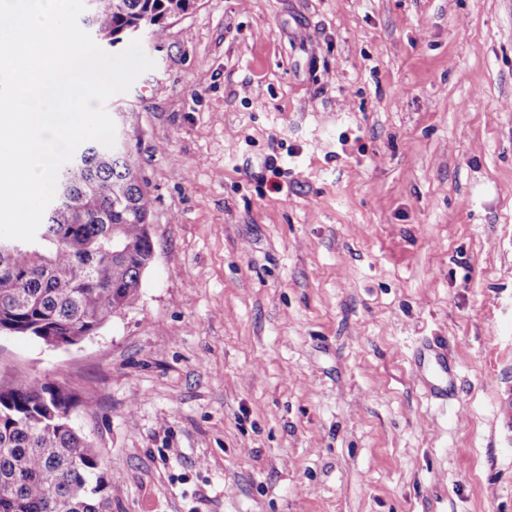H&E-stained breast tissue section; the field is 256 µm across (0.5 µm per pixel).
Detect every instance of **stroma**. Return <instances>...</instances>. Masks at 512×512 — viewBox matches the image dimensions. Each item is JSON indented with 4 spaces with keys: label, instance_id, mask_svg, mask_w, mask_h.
<instances>
[{
    "label": "stroma",
    "instance_id": "stroma-1",
    "mask_svg": "<svg viewBox=\"0 0 512 512\" xmlns=\"http://www.w3.org/2000/svg\"><path fill=\"white\" fill-rule=\"evenodd\" d=\"M141 43L105 109L153 262L78 343L0 333V382L76 395L111 512H512V0H196ZM430 351L434 363L440 370L441 376L439 379L428 381L429 390L437 396H448L455 376L448 366V353L437 347L431 348Z\"/></svg>",
    "mask_w": 512,
    "mask_h": 512
}]
</instances>
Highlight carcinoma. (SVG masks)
<instances>
[{"mask_svg": "<svg viewBox=\"0 0 512 512\" xmlns=\"http://www.w3.org/2000/svg\"><path fill=\"white\" fill-rule=\"evenodd\" d=\"M194 0H93L83 19L115 44L136 28L154 40ZM97 142L62 166L33 242L0 253V329L45 344L94 335L127 307L152 263L153 198L131 160ZM71 391L48 381L0 384V512H107L112 482L70 422Z\"/></svg>", "mask_w": 512, "mask_h": 512, "instance_id": "cac0c4a2", "label": "carcinoma"}]
</instances>
